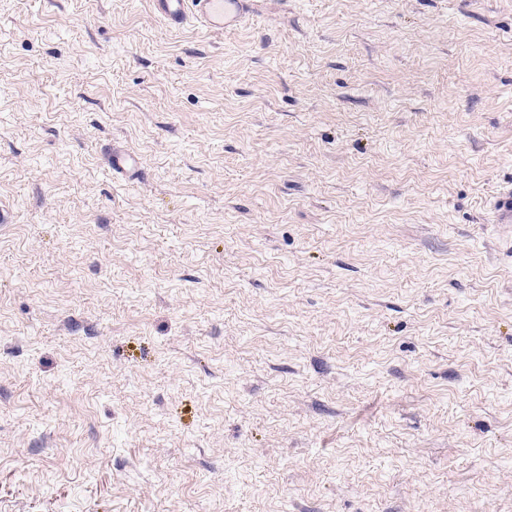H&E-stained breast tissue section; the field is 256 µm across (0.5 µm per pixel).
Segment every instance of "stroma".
I'll return each instance as SVG.
<instances>
[{"instance_id":"35a3bbf8","label":"stroma","mask_w":512,"mask_h":512,"mask_svg":"<svg viewBox=\"0 0 512 512\" xmlns=\"http://www.w3.org/2000/svg\"><path fill=\"white\" fill-rule=\"evenodd\" d=\"M509 184L512 0H0V512H512ZM152 13L167 29L195 26L209 32L240 29L263 0H151ZM107 162L112 174L117 173L134 178H138L141 172L143 177L145 175L138 155L123 147L110 148L107 152Z\"/></svg>"}]
</instances>
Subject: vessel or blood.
Wrapping results in <instances>:
<instances>
[{
  "mask_svg": "<svg viewBox=\"0 0 512 512\" xmlns=\"http://www.w3.org/2000/svg\"><path fill=\"white\" fill-rule=\"evenodd\" d=\"M262 0H151L152 13L167 29L179 31L190 26L209 32L229 33L240 29L257 14ZM111 172L138 177L139 157L122 147L107 152Z\"/></svg>",
  "mask_w": 512,
  "mask_h": 512,
  "instance_id": "b4317fda",
  "label": "vessel or blood"
}]
</instances>
